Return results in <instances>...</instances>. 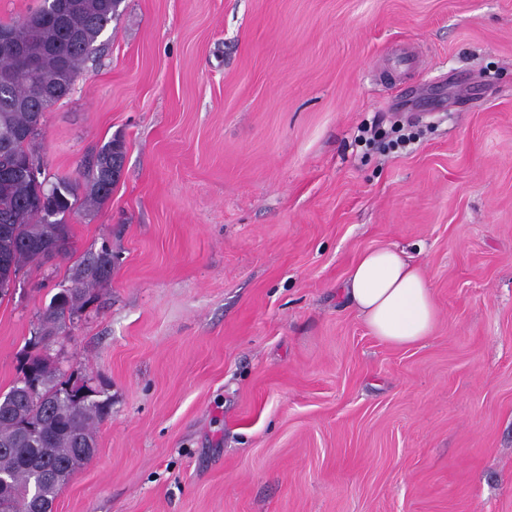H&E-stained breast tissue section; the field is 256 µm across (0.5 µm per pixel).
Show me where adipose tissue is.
Returning a JSON list of instances; mask_svg holds the SVG:
<instances>
[{"label":"adipose tissue","mask_w":512,"mask_h":512,"mask_svg":"<svg viewBox=\"0 0 512 512\" xmlns=\"http://www.w3.org/2000/svg\"><path fill=\"white\" fill-rule=\"evenodd\" d=\"M340 294L370 332L393 347L425 340L439 316L422 268L390 245L361 253L349 268Z\"/></svg>","instance_id":"1"}]
</instances>
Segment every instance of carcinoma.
Here are the masks:
<instances>
[{
  "instance_id": "1",
  "label": "carcinoma",
  "mask_w": 512,
  "mask_h": 512,
  "mask_svg": "<svg viewBox=\"0 0 512 512\" xmlns=\"http://www.w3.org/2000/svg\"><path fill=\"white\" fill-rule=\"evenodd\" d=\"M122 0H39L26 15L0 28L18 43L39 33L43 50L35 72L0 54V299L12 278L34 260L73 251L67 215L78 201L93 206L106 201L123 169L126 146L120 137L104 143L78 178L61 174L51 180L55 218L43 221L36 202L42 194L25 174L28 158L48 112L72 91L82 65L99 50V39L118 16ZM58 91L48 101L44 87ZM112 251H101L77 266L71 286L55 293L38 311L39 331L29 340L45 349L93 301L94 287L110 277ZM73 375L43 355L26 357L21 377L0 396V512H52L60 489L96 451V432L108 414V400L89 387L72 395Z\"/></svg>"
}]
</instances>
